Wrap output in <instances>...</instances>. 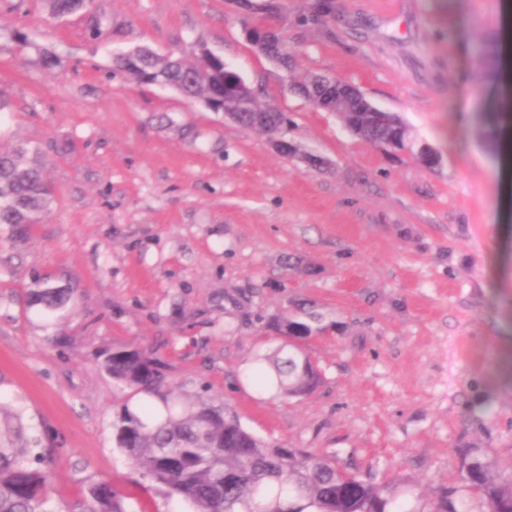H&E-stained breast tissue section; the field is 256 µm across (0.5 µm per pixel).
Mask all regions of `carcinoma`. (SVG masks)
Here are the masks:
<instances>
[{
	"label": "carcinoma",
	"instance_id": "obj_1",
	"mask_svg": "<svg viewBox=\"0 0 512 512\" xmlns=\"http://www.w3.org/2000/svg\"><path fill=\"white\" fill-rule=\"evenodd\" d=\"M52 17L62 18L90 9V0H47ZM254 49L261 55L285 41L284 33L268 29L267 16L252 24ZM481 69L496 74L502 65L497 41L483 40ZM113 71L140 85L173 87L183 95L216 109H236L239 101L224 96V65L199 53L187 63L174 54L159 55L136 46L112 57ZM249 111L277 122L288 118L246 92ZM340 117L347 128L378 147L393 140L409 145L404 122L393 115L378 125L359 103L344 106ZM39 149L24 145L0 150V225L22 232L43 223L51 213L54 192L37 160ZM78 302L74 288L48 287L35 279L26 306L46 325L59 326ZM291 316L281 323L284 340L277 348L257 354L248 378L262 392L299 398L317 389L321 374L311 363L306 340L298 331L311 322ZM101 367L113 383L130 391L112 422V441L127 459L190 512H425L416 506L421 494L406 477L377 482L343 465L332 454L270 443L245 428L235 410L208 394H190L170 380L153 351L134 344L112 347ZM14 426L0 429V512H54L53 455L40 439L25 432L22 414H12ZM460 487L444 489L431 512H462L465 499H476L482 512H512V467L501 470L488 451L457 450ZM78 512H137L110 480L91 484L77 503Z\"/></svg>",
	"mask_w": 512,
	"mask_h": 512
}]
</instances>
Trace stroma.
Listing matches in <instances>:
<instances>
[{
  "instance_id": "35a3bbf8",
  "label": "stroma",
  "mask_w": 512,
  "mask_h": 512,
  "mask_svg": "<svg viewBox=\"0 0 512 512\" xmlns=\"http://www.w3.org/2000/svg\"><path fill=\"white\" fill-rule=\"evenodd\" d=\"M313 2L281 0L275 20L297 74L350 82L403 119L411 148L374 147L291 92L245 40L255 15L240 0H95L61 19L45 0H0V149L39 145L55 190L45 223L0 226V405L53 449L55 512L107 478L138 512H188L112 445L123 393L101 362L116 344L153 350L265 440L412 479L425 508L456 483L457 449L512 462V186L478 136L502 88L475 57L479 35L508 40L500 0H332L323 24L301 25ZM138 45L224 58L323 166L113 72ZM45 274L82 291L58 330L25 307ZM307 313L321 386L260 394L242 371Z\"/></svg>"
}]
</instances>
